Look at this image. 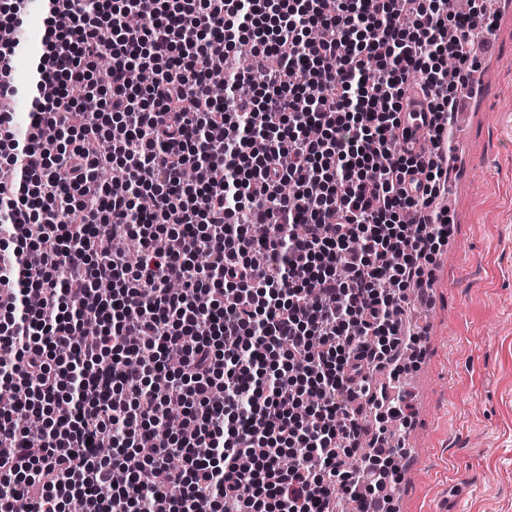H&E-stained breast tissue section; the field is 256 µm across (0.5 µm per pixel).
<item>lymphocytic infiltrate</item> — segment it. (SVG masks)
I'll use <instances>...</instances> for the list:
<instances>
[{
  "mask_svg": "<svg viewBox=\"0 0 512 512\" xmlns=\"http://www.w3.org/2000/svg\"><path fill=\"white\" fill-rule=\"evenodd\" d=\"M18 137L0 81V512H393L405 314L453 219L438 151L485 6L46 0ZM249 43L248 70L234 65ZM223 56L224 98L206 93ZM111 64L97 81L101 59ZM154 81L135 84V71ZM80 88L85 100L73 102ZM434 151L421 162L406 104ZM197 179L185 185L183 168ZM116 171L98 180V169ZM268 228L255 239L250 228ZM125 236L129 265L112 248ZM387 374L376 384L373 373ZM180 396L184 418L163 412Z\"/></svg>",
  "mask_w": 512,
  "mask_h": 512,
  "instance_id": "obj_1",
  "label": "lymphocytic infiltrate"
}]
</instances>
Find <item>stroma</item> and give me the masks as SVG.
<instances>
[{"instance_id": "stroma-1", "label": "stroma", "mask_w": 512, "mask_h": 512, "mask_svg": "<svg viewBox=\"0 0 512 512\" xmlns=\"http://www.w3.org/2000/svg\"><path fill=\"white\" fill-rule=\"evenodd\" d=\"M496 64L463 135L467 181L448 202L455 226L431 264L420 367L403 382L415 422L403 435L398 512H512V11L497 18Z\"/></svg>"}]
</instances>
